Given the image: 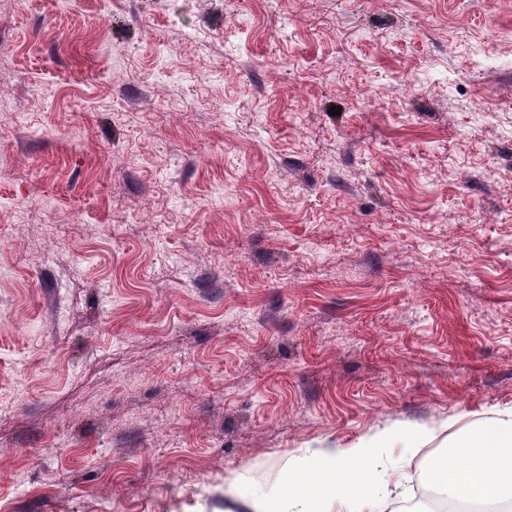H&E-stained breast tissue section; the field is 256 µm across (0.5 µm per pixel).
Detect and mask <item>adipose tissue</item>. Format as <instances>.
I'll return each mask as SVG.
<instances>
[{
    "mask_svg": "<svg viewBox=\"0 0 512 512\" xmlns=\"http://www.w3.org/2000/svg\"><path fill=\"white\" fill-rule=\"evenodd\" d=\"M423 445L403 426L368 433L351 448L316 442L293 457L279 484L225 479L224 512H382ZM429 465L449 498L468 500L472 512H512V409L466 427Z\"/></svg>",
    "mask_w": 512,
    "mask_h": 512,
    "instance_id": "1",
    "label": "adipose tissue"
}]
</instances>
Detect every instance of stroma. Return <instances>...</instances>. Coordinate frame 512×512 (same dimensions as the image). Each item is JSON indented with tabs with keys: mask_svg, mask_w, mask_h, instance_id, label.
I'll list each match as a JSON object with an SVG mask.
<instances>
[{
	"mask_svg": "<svg viewBox=\"0 0 512 512\" xmlns=\"http://www.w3.org/2000/svg\"><path fill=\"white\" fill-rule=\"evenodd\" d=\"M0 158V512L512 407V0H0Z\"/></svg>",
	"mask_w": 512,
	"mask_h": 512,
	"instance_id": "obj_1",
	"label": "stroma"
}]
</instances>
